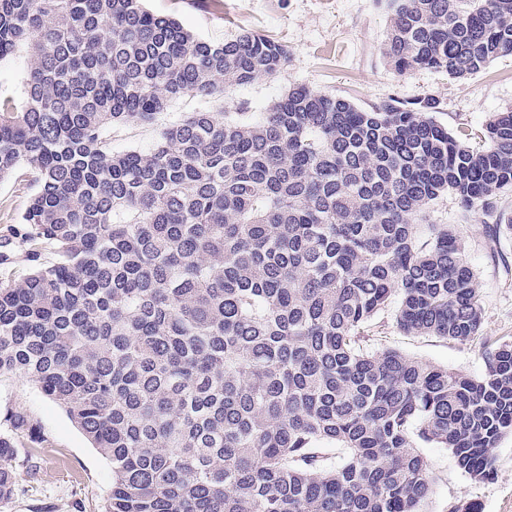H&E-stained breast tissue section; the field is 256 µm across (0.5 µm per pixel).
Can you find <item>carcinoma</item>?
<instances>
[{
	"label": "carcinoma",
	"instance_id": "carcinoma-1",
	"mask_svg": "<svg viewBox=\"0 0 512 512\" xmlns=\"http://www.w3.org/2000/svg\"><path fill=\"white\" fill-rule=\"evenodd\" d=\"M383 54L465 77L512 56V0H386ZM0 181L36 186L33 251L0 282V375L29 378L112 466L105 512H427L423 443L475 481L512 433V344L485 342L472 378L369 349L394 307L405 334L467 342L482 299L460 236L512 229V111L456 133L432 98L369 110L296 86L257 120L215 112L224 90L278 73L256 33L196 37L144 0H0ZM114 152L115 122L153 125ZM459 223L426 224L441 196ZM6 410L0 504L15 435ZM322 443L347 450L335 466ZM196 98L186 96L175 102L170 110L161 115L153 126H136L116 124L110 128L106 135L112 144V150L123 152L128 150L148 151L157 142L159 129L175 119L184 118L190 112L202 106Z\"/></svg>",
	"mask_w": 512,
	"mask_h": 512
}]
</instances>
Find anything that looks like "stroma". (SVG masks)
I'll return each mask as SVG.
<instances>
[{"label":"stroma","mask_w":512,"mask_h":512,"mask_svg":"<svg viewBox=\"0 0 512 512\" xmlns=\"http://www.w3.org/2000/svg\"><path fill=\"white\" fill-rule=\"evenodd\" d=\"M148 10L177 17L195 35L229 41L256 32L286 45L290 59L275 76L227 89L225 111L258 117L296 85H307L331 97L368 109L391 98L438 102L434 118L449 130L480 128L495 112L512 109V57L496 59L482 71L456 78L432 69L395 71L381 45L388 13L383 0H223L220 9L201 0H146ZM201 105L184 97L153 126L113 125L107 138L113 151H147L157 142L162 124L185 117ZM34 192L27 169L0 182V242L8 263L0 278L24 275L31 245L22 237V216ZM481 211L471 213L462 228L466 258L482 292L480 337L460 343L401 332L392 316L379 327L377 347L393 348L419 360L472 377L483 375V340L512 343V231L501 229L497 246H489ZM12 409L37 422L46 438L36 471L16 468V484L0 512H104L112 486V467L54 401L28 378L0 377V414ZM422 453L434 478L428 512H453L474 503L479 512H512V433L492 448L494 474L471 480L456 465L450 450L426 444Z\"/></svg>","instance_id":"35a3bbf8"}]
</instances>
